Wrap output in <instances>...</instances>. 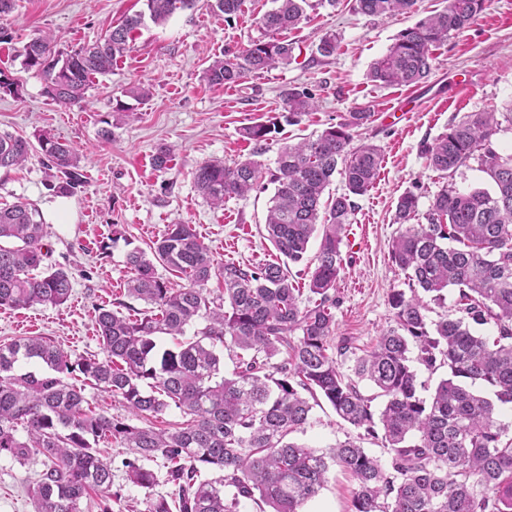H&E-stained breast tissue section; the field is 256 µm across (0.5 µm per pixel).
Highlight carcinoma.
<instances>
[{
  "label": "carcinoma",
  "mask_w": 512,
  "mask_h": 512,
  "mask_svg": "<svg viewBox=\"0 0 512 512\" xmlns=\"http://www.w3.org/2000/svg\"><path fill=\"white\" fill-rule=\"evenodd\" d=\"M146 10L126 18L92 44L70 54L56 50L47 34L31 38L20 51L22 65L38 72L52 101L80 103L96 76L112 72L131 49L134 33L151 21L167 22L194 8L196 0H144ZM261 18L267 36L241 53L214 60L210 84L238 86L250 73L287 65L292 47L276 34L306 17L309 0H273ZM486 0H448L441 11L401 31L369 69L384 86L426 82L434 68L433 49L467 28ZM243 0H213L229 21ZM416 0H355L368 17L410 13ZM339 48L325 34L317 52L331 57ZM288 120L315 110L306 91L282 92ZM494 109L473 112L447 132L420 144L434 171L454 172L477 161L493 192L443 187L414 224L419 197L412 191L397 201L394 223L404 225L390 259L408 280L409 290L390 296L394 324L357 353L336 340V284L343 269L341 246L346 225L376 180L380 149H352V131L369 112H350L342 122L312 140L284 146L277 158L265 229L282 261L219 268L191 224H172L150 250L126 253L132 276L127 294L148 305L137 317L100 306L95 323L103 356L73 358L43 337L0 344V457L24 464L41 459L33 486L35 512H81L80 502L99 496L100 512H112V463L98 444L110 439L129 450L122 461L127 480L149 491L158 476L147 463L162 460L166 494L149 495L147 512H241L253 502L259 512H303L338 469L356 483L350 512H512V436L497 408L512 405V153L496 146L502 121L512 115ZM273 122L239 129L245 141L261 143ZM40 149L50 189L68 197L84 183L81 158L70 145L48 133L38 145L0 132V170L23 165ZM261 164L246 158L234 166L220 160L199 165L198 191L215 208L254 189ZM346 192L326 207L321 199L336 176ZM321 240L309 271L311 306H301V289L288 266L307 256L316 233ZM46 225L34 206L0 207V309L60 306L72 293L68 270L49 263ZM161 265L185 277L175 288L156 275ZM224 278V294L212 296L207 284ZM458 289L459 316L427 321L428 304L418 291L441 303ZM206 325L192 336L186 328ZM493 324L496 334L480 336L470 324ZM172 338L166 348L158 338ZM235 360L231 376L221 374V352ZM36 368L17 371L18 362ZM435 373L445 367L430 399L420 395L417 367ZM83 377V384L72 382ZM122 399L140 424L84 407L85 383ZM376 393L363 394L360 384ZM322 396L336 415L364 433L327 450L299 443ZM383 398L376 411L372 402ZM174 407L183 421L169 428L155 421ZM382 436L388 448L383 464L361 446L366 436Z\"/></svg>",
  "instance_id": "cac0c4a2"
}]
</instances>
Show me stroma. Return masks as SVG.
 Wrapping results in <instances>:
<instances>
[{
  "label": "stroma",
  "mask_w": 512,
  "mask_h": 512,
  "mask_svg": "<svg viewBox=\"0 0 512 512\" xmlns=\"http://www.w3.org/2000/svg\"><path fill=\"white\" fill-rule=\"evenodd\" d=\"M14 3L12 12L0 17V71L12 83L10 90L0 89V131L32 141L47 132L71 144L82 157L85 182L73 196H55L36 155L22 167L0 170V206L26 201L39 209L48 226L51 259L69 270L73 282L63 305L0 310V343L43 336L75 357L100 354L96 306L143 309V302L125 292L130 276L125 254L136 246L148 248L171 224L194 225L220 267L277 259L264 222L275 192L270 172L281 147L365 110L372 118L353 137L378 145L383 163L373 186L355 199L358 209L343 241L336 290V336L365 348L392 325L390 294L405 283L389 255L402 230L394 222L399 197L413 191L424 211L442 187L490 186L474 161L440 178L419 146L466 113L512 104V0H487L466 29L436 50L432 75L415 87L382 86L368 72L401 30L442 9L444 0H418L416 12L384 20L354 12V0L309 11L300 25L280 34L293 47L288 65L250 74L231 88L210 85L206 70L214 58L237 54L262 37L258 21L272 0H244L240 16L230 22L213 12L208 0H198L195 9L165 24L141 28L128 55L110 74L94 79L85 99L70 107L46 97L41 76L22 68L23 45L49 32L60 51L71 52L143 10L144 0ZM330 30L339 35L340 47L324 57L316 47ZM137 83L150 89L140 101L124 94ZM289 87L307 90L316 100L315 110L297 124L282 118L281 94ZM121 103L128 113L118 112ZM391 107L400 110L393 120L387 117ZM268 120L278 127L267 141L255 145L240 138L241 127ZM105 127L111 128V139L101 137ZM163 145L172 148L173 159L160 171L153 156ZM248 157L262 164L257 187L213 208L195 186L196 168L207 160L231 166ZM354 432L323 403L313 408L297 439L324 449ZM99 447L112 462V512H146L144 490L128 481L121 464L127 449L109 441ZM40 468L36 459L22 465L0 458V512H34L31 492ZM355 489L347 475L333 472L304 512H348Z\"/></svg>",
  "instance_id": "35a3bbf8"
}]
</instances>
